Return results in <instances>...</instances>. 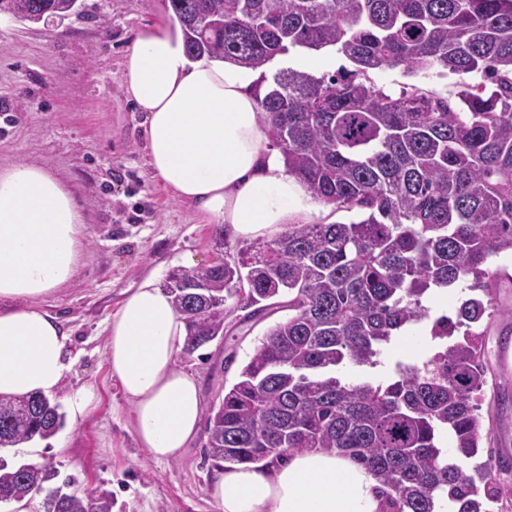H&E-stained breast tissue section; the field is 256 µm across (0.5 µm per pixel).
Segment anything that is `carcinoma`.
<instances>
[{"mask_svg": "<svg viewBox=\"0 0 512 512\" xmlns=\"http://www.w3.org/2000/svg\"><path fill=\"white\" fill-rule=\"evenodd\" d=\"M78 0H0L30 24L65 17ZM186 51L259 72L250 87L288 172L349 223L290 224L223 264L174 269L164 288L184 316V352L224 335L236 309L286 308L207 418L215 465L269 464L290 453L350 457L379 483L385 512H490L512 500L497 476L512 462L480 451L476 401L487 384L484 321L498 312L512 257V0H165ZM334 47L354 66L330 77L265 67L297 48ZM479 74L455 100L412 85L387 94L371 70ZM465 285L454 316L434 319L422 366L386 379L353 377L383 346L430 317L426 297ZM60 405L44 395L0 398V448L54 436ZM453 437L456 458L442 451ZM48 464L0 459V499H34ZM44 496V495H42ZM44 512H112V496H44Z\"/></svg>", "mask_w": 512, "mask_h": 512, "instance_id": "1", "label": "carcinoma"}]
</instances>
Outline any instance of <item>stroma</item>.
<instances>
[{"label":"stroma","instance_id":"stroma-1","mask_svg":"<svg viewBox=\"0 0 512 512\" xmlns=\"http://www.w3.org/2000/svg\"><path fill=\"white\" fill-rule=\"evenodd\" d=\"M172 21L162 0H79L63 21L24 24L0 12V167L14 162L42 165L73 185L86 221V248L77 277L45 301L72 331L74 362L62 390L93 387L94 408L82 421L65 423L52 438L0 449L8 463L38 454L72 490L97 487L112 495V512H218L208 488L218 474L204 457L206 431H199L178 459L157 462L140 447L131 407L114 382L104 355L106 321L127 288L150 272L166 276L222 263L245 247L242 239H217L215 224L176 198L151 172L141 122L122 82L127 48L143 30ZM333 48L297 49L276 57L267 74L282 69L320 77L350 68ZM384 92L416 85L423 92L454 97L459 78L437 72L408 75L403 68L369 72ZM498 314L483 342L491 371L477 410L481 446L512 459V280L496 295ZM275 311L263 320L236 310L226 335L180 355L179 367L197 376L204 407L219 403L225 385L254 353L266 330L283 319ZM430 342L419 324L394 337L372 374L383 377L397 361L395 347L416 346L418 365Z\"/></svg>","mask_w":512,"mask_h":512}]
</instances>
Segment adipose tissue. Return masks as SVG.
<instances>
[{"label": "adipose tissue", "mask_w": 512, "mask_h": 512, "mask_svg": "<svg viewBox=\"0 0 512 512\" xmlns=\"http://www.w3.org/2000/svg\"><path fill=\"white\" fill-rule=\"evenodd\" d=\"M122 84L138 111L152 172L234 238L268 239L316 209L267 146L247 68L193 62L180 29L157 26L129 47ZM84 218L75 188L35 163L0 167V395H52L69 334L44 300L78 273ZM105 354L132 412L139 444L157 461L197 435L199 382L178 368L187 330L156 274L128 290L105 325ZM221 512H383L374 478L350 458L294 453L266 466L224 469L209 488Z\"/></svg>", "instance_id": "obj_1"}]
</instances>
